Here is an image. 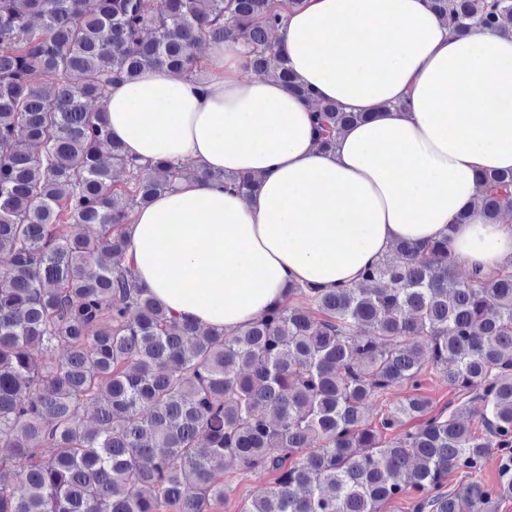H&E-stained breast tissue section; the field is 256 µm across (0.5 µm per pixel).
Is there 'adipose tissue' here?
<instances>
[{"label":"adipose tissue","mask_w":512,"mask_h":512,"mask_svg":"<svg viewBox=\"0 0 512 512\" xmlns=\"http://www.w3.org/2000/svg\"><path fill=\"white\" fill-rule=\"evenodd\" d=\"M273 46L311 97L245 77L232 41L209 45L202 74L148 69L112 86L105 118L129 155L217 174L135 211L125 262L146 293L235 331L291 284L359 283L402 240L447 238L470 270L512 265V224L474 213L479 176L512 169V38L456 37L428 0H306ZM327 101L370 115L332 150L313 128ZM222 173L258 184L246 195Z\"/></svg>","instance_id":"adipose-tissue-1"}]
</instances>
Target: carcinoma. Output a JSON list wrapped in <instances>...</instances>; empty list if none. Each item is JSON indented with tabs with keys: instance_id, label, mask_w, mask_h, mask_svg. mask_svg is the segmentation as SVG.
I'll return each instance as SVG.
<instances>
[{
	"instance_id": "1",
	"label": "carcinoma",
	"mask_w": 512,
	"mask_h": 512,
	"mask_svg": "<svg viewBox=\"0 0 512 512\" xmlns=\"http://www.w3.org/2000/svg\"><path fill=\"white\" fill-rule=\"evenodd\" d=\"M430 6L458 36L512 37V0ZM281 9L0 0V512H207L226 458L280 473L245 512H378L410 495L412 512H498L512 496V267L460 281L448 240L401 241L357 286L291 287L228 333L174 316L124 264L122 226L175 178L248 194L257 177L132 159L104 119L112 81L197 74L199 43L240 39L252 73L304 97L272 48ZM364 119L321 103L319 146ZM475 209L512 216V170L484 174ZM430 367L454 393L437 413L419 393ZM397 386L413 394L370 425L367 402ZM493 451L497 482L444 490Z\"/></svg>"
}]
</instances>
